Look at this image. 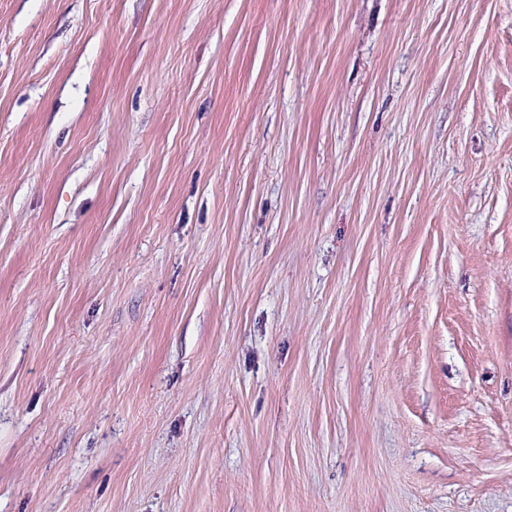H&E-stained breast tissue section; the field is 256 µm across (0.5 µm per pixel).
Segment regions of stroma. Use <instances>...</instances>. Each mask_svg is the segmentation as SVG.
Listing matches in <instances>:
<instances>
[{"label":"stroma","mask_w":512,"mask_h":512,"mask_svg":"<svg viewBox=\"0 0 512 512\" xmlns=\"http://www.w3.org/2000/svg\"><path fill=\"white\" fill-rule=\"evenodd\" d=\"M0 512H512V0H0Z\"/></svg>","instance_id":"35a3bbf8"}]
</instances>
